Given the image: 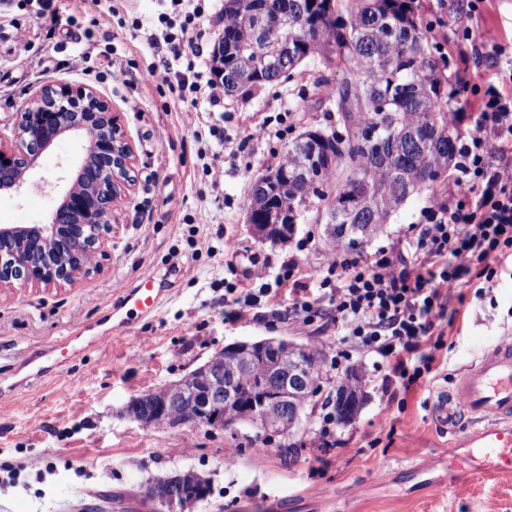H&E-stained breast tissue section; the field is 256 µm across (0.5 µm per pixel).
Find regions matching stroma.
Here are the masks:
<instances>
[{
    "mask_svg": "<svg viewBox=\"0 0 512 512\" xmlns=\"http://www.w3.org/2000/svg\"><path fill=\"white\" fill-rule=\"evenodd\" d=\"M430 41L444 56L449 78L470 86L481 81L488 62L454 30L456 0H423ZM37 0H0V141L11 144L22 103L55 82L99 92L121 116L134 148L135 185L112 208L101 270L74 283L48 288H0V512H91L103 496L116 500L112 512H155L140 485L149 477L193 470L209 491L190 512H512V476L448 485L447 469L430 482L416 475L427 458L447 455L450 436L431 417L433 397L451 389L462 368L512 333V273L501 272L483 296L467 294L463 327L445 336L436 351L440 373L402 394L382 393L363 382V397L350 422L339 424L337 445L317 453L312 445L325 393L335 374L323 376L322 393L311 397L292 432L256 434L197 427L157 430L128 415L130 400L180 380L224 346L246 339L287 337L323 341L333 353L336 326L327 320L305 325L289 317L288 301L262 303L239 321L224 317V296L241 287L250 271H281L287 246L253 238L241 198L253 180L275 166L285 147L310 129L336 126L315 82L336 85L342 71L307 60L293 80L265 85L252 96H228L223 109L178 84L142 80L154 64L185 70L165 43L149 33L166 30L175 8L170 0H93L83 12L68 0H51L39 16ZM19 39L31 43L30 62L16 66L7 53ZM86 54L94 70L85 76L67 60ZM127 72L112 80L113 64ZM196 108L215 135L195 140L177 112L179 97ZM137 98L138 111L126 101ZM268 122L276 135L240 142L237 133ZM224 154V178L213 186L203 171L202 148ZM427 193L409 198L364 246L371 252L391 243H413ZM57 205L52 190L19 195L0 191L1 224L45 223ZM315 241L299 255L298 274L309 280L322 268L327 249L321 210L307 209L297 237ZM239 245L224 253L225 237ZM162 279L167 288L157 313L134 322L126 338L96 345L94 336L112 326V309L141 276ZM84 332L74 334L76 322ZM78 353L65 366L39 377L23 369L21 356L43 358L61 343ZM233 448V464L225 449Z\"/></svg>",
    "mask_w": 512,
    "mask_h": 512,
    "instance_id": "obj_1",
    "label": "stroma"
}]
</instances>
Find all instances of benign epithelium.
<instances>
[{
	"instance_id": "benign-epithelium-1",
	"label": "benign epithelium",
	"mask_w": 512,
	"mask_h": 512,
	"mask_svg": "<svg viewBox=\"0 0 512 512\" xmlns=\"http://www.w3.org/2000/svg\"><path fill=\"white\" fill-rule=\"evenodd\" d=\"M62 138H73L84 146V154L75 172L78 178L65 189L48 223L34 225L3 224L0 242L17 240L11 249L14 268L0 272V281L14 280L21 285H58L72 283L85 272L83 267H71L67 260L86 247L96 258L106 257L104 234L112 228V203L125 197L134 185L132 176L133 146L126 138L119 113L95 90L85 86L58 83L45 86L36 98L26 102L18 112L16 142L9 151L0 148V189L19 190L37 160ZM9 164H4V161ZM298 343L286 338H263L236 341L228 350L247 354L255 347L270 358L288 361V376L294 369L293 352ZM296 384L288 381L276 384L275 399L286 412L287 421L276 423L293 428L300 411L292 408ZM234 399L232 384H213L206 390L195 391L192 403L195 411L173 426L185 425L224 430V404ZM191 485L181 476L150 479L142 484L144 497L161 512H176Z\"/></svg>"
}]
</instances>
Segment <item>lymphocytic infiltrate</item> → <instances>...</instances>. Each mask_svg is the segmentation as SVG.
<instances>
[{"instance_id":"obj_1","label":"lymphocytic infiltrate","mask_w":512,"mask_h":512,"mask_svg":"<svg viewBox=\"0 0 512 512\" xmlns=\"http://www.w3.org/2000/svg\"><path fill=\"white\" fill-rule=\"evenodd\" d=\"M485 2L467 0L455 26L458 38L479 40L488 50L492 77L476 89L477 129L459 148L453 179L430 196L413 253L333 248L310 286L296 278L292 255L278 275L255 268L235 311L246 318L259 298L284 292L296 319L309 324L327 316L335 323L330 370L344 374L373 357L385 392L427 381L433 352L443 346L467 289L492 287L512 260V94L504 90L512 84V51L493 30L474 27Z\"/></svg>"}]
</instances>
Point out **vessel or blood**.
<instances>
[{"label": "vessel or blood", "instance_id": "vessel-or-blood-1", "mask_svg": "<svg viewBox=\"0 0 512 512\" xmlns=\"http://www.w3.org/2000/svg\"><path fill=\"white\" fill-rule=\"evenodd\" d=\"M165 290L154 276L142 277L123 296L112 329L100 335L109 342L131 319L157 312ZM437 426L450 434L457 470L471 479L512 473V340L505 339L464 368L453 387L433 402Z\"/></svg>", "mask_w": 512, "mask_h": 512}]
</instances>
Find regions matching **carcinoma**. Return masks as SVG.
I'll return each mask as SVG.
<instances>
[{
    "instance_id": "1",
    "label": "carcinoma",
    "mask_w": 512,
    "mask_h": 512,
    "mask_svg": "<svg viewBox=\"0 0 512 512\" xmlns=\"http://www.w3.org/2000/svg\"><path fill=\"white\" fill-rule=\"evenodd\" d=\"M338 0H224V27L214 51L224 55L220 68L224 94L250 95L262 86L289 78L302 61L288 55V46L315 39L319 28L336 26L345 33L324 51L312 46L311 56L323 59L359 82L346 79L340 86L323 88L324 97L335 103L342 131L323 139L319 155L309 161L308 177L297 191L305 199L281 191L274 169L257 177L251 187L246 211L258 224L279 225L278 242L288 240L293 209L312 204L336 210L338 231L330 236L331 246L356 249L363 245L365 230L377 235L391 214L378 204L361 208L350 220L342 215L346 207L357 206L356 197L365 187L370 197L381 200L406 185L432 186L444 182L456 156L458 132L448 121V76L440 67L429 41L430 24L422 23V0H346L347 18L335 16ZM411 127L423 148H403L399 155L404 176L390 178L384 166L396 141L393 132ZM302 388L307 406L317 393L323 377L324 348L305 343L298 350ZM224 376L233 382L236 401L224 407V423L237 419L243 408L270 396L273 374L265 357L248 360L222 350L182 378L200 387L207 377ZM360 377L346 376L336 387V420L352 419L360 395ZM175 400L177 404L154 429L172 428L171 419L185 418L190 398L175 392L169 383L133 398L127 410L146 415L153 402Z\"/></svg>"
}]
</instances>
